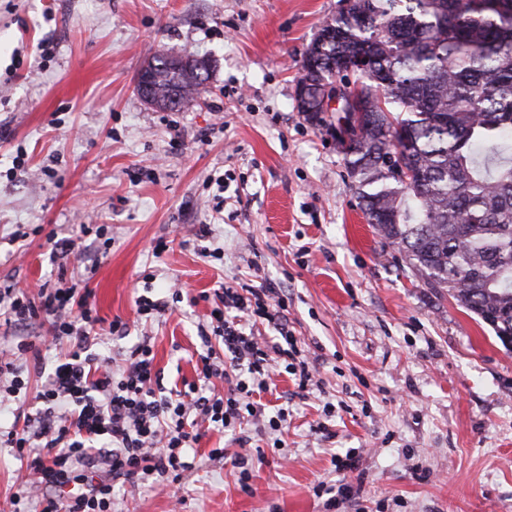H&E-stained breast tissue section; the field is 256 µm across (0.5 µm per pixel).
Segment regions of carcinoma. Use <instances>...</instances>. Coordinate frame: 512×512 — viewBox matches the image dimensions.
<instances>
[{"label": "carcinoma", "instance_id": "carcinoma-1", "mask_svg": "<svg viewBox=\"0 0 512 512\" xmlns=\"http://www.w3.org/2000/svg\"><path fill=\"white\" fill-rule=\"evenodd\" d=\"M297 83L338 79L366 118L343 153L358 205L420 280L512 343V0H346ZM365 53L348 76L342 66ZM149 104L181 105L208 62L152 59Z\"/></svg>", "mask_w": 512, "mask_h": 512}]
</instances>
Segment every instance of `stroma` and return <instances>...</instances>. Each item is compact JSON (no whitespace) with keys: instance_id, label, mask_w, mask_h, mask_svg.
Wrapping results in <instances>:
<instances>
[{"instance_id":"1","label":"stroma","mask_w":512,"mask_h":512,"mask_svg":"<svg viewBox=\"0 0 512 512\" xmlns=\"http://www.w3.org/2000/svg\"><path fill=\"white\" fill-rule=\"evenodd\" d=\"M339 0H0V285L86 281L101 328L139 321V289L220 285L288 293V328L321 387L292 398L280 436L208 432L167 487L117 484L116 512H512V346L427 288L358 207L343 156L298 112L303 53ZM207 58L209 78L172 110L135 79L157 51ZM238 201L215 217L209 182ZM91 233H81V225ZM210 225L221 258L196 251ZM25 227V243L13 242ZM75 250L52 259L54 242ZM165 250L154 254L153 246ZM210 302L99 347L149 337L165 388L194 380ZM51 322L0 318V354ZM57 349L26 359L34 412ZM224 457L211 460V449ZM355 450L356 470L332 458ZM253 459L247 484L233 460ZM347 483L350 494L329 497Z\"/></svg>"}]
</instances>
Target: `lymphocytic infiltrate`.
Listing matches in <instances>:
<instances>
[{
	"mask_svg": "<svg viewBox=\"0 0 512 512\" xmlns=\"http://www.w3.org/2000/svg\"><path fill=\"white\" fill-rule=\"evenodd\" d=\"M87 288H39L36 297L13 286L0 289L10 321L23 324L51 317V345H65L36 400V413L6 434L7 447L25 462L28 479L13 495L14 512H112V488L153 479L179 482L193 467L190 453L208 431H236L252 422L258 431L279 430L287 408L267 414L255 394L270 390L287 373L299 391L313 382V366L301 359L288 328L281 289H215L216 324L201 334L206 346L196 377L181 387H160L148 342L131 346L121 366L96 353L107 338H123L129 326L112 321L108 336L98 322ZM272 324L276 337L256 335L257 320ZM224 346L215 357L212 342ZM224 381L225 391L215 388Z\"/></svg>",
	"mask_w": 512,
	"mask_h": 512,
	"instance_id": "obj_1",
	"label": "lymphocytic infiltrate"
}]
</instances>
